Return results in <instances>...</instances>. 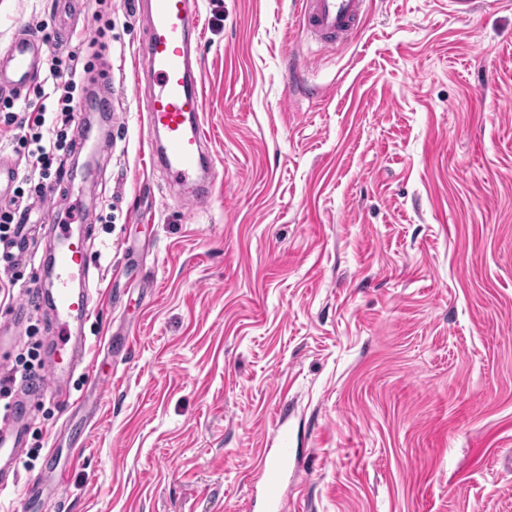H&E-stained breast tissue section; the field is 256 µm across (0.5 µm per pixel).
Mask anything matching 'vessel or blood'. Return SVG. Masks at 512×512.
Masks as SVG:
<instances>
[{"mask_svg": "<svg viewBox=\"0 0 512 512\" xmlns=\"http://www.w3.org/2000/svg\"><path fill=\"white\" fill-rule=\"evenodd\" d=\"M299 21L312 38L333 44L358 34L368 16L369 0H296ZM132 11L144 24L146 46L143 58L152 88L143 101L148 130L162 141L168 169L174 179L188 180L195 175L205 153L207 137L199 122L203 98L197 89L192 61L191 34L196 28L195 0H130ZM43 44L35 36L20 34L0 49V89L18 91L38 78ZM34 227L19 224L12 238L0 241V264L25 262L35 246ZM52 263L51 291L54 325L64 366L49 377L19 381L15 391L37 395L45 387L69 398V378L80 369H94L87 340L80 324L90 317L97 291L90 287L84 243L63 229L44 250ZM26 441V419L17 408L0 418V490L17 476ZM288 448L261 460L268 486H276L281 465L287 464Z\"/></svg>", "mask_w": 512, "mask_h": 512, "instance_id": "1", "label": "vessel or blood"}]
</instances>
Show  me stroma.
<instances>
[{
	"label": "stroma",
	"mask_w": 512,
	"mask_h": 512,
	"mask_svg": "<svg viewBox=\"0 0 512 512\" xmlns=\"http://www.w3.org/2000/svg\"><path fill=\"white\" fill-rule=\"evenodd\" d=\"M112 21V140L84 191L96 313L74 408L27 409L25 486L62 450L43 512H266L259 455H291L288 512H512V0H371L362 34L305 35L295 0H196L204 207L153 166L129 0H0L46 55ZM71 34L59 47L61 31ZM30 341L54 356L47 313Z\"/></svg>",
	"instance_id": "35a3bbf8"
}]
</instances>
